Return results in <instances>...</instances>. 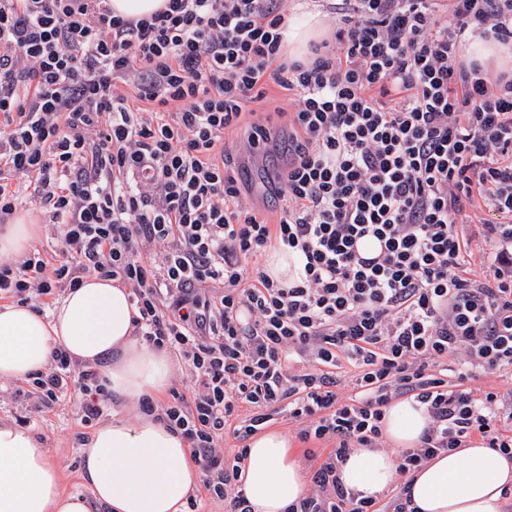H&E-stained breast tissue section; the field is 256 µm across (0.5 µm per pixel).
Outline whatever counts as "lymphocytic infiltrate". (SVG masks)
<instances>
[{
	"label": "lymphocytic infiltrate",
	"instance_id": "lymphocytic-infiltrate-1",
	"mask_svg": "<svg viewBox=\"0 0 512 512\" xmlns=\"http://www.w3.org/2000/svg\"><path fill=\"white\" fill-rule=\"evenodd\" d=\"M327 11L303 62L284 46L291 0H167L137 20L109 0H0V222L32 204L59 228L53 262L0 261V294L129 287L136 335L192 385L138 410L187 440L224 512H251L243 443L282 408L329 446L286 512H415L407 492L383 504L338 478L400 396L429 425L399 476L476 443L512 458V399L469 385L512 368V69L463 58L477 36L512 44V0ZM272 84L289 129L273 218L225 141L244 126L259 151ZM271 246L300 257L298 279L251 266ZM74 390L92 425L103 378L56 349L27 395L49 409Z\"/></svg>",
	"mask_w": 512,
	"mask_h": 512
}]
</instances>
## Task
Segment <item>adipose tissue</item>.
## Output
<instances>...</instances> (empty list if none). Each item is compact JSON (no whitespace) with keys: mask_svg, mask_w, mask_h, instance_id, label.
Returning <instances> with one entry per match:
<instances>
[{"mask_svg":"<svg viewBox=\"0 0 512 512\" xmlns=\"http://www.w3.org/2000/svg\"><path fill=\"white\" fill-rule=\"evenodd\" d=\"M326 34L317 13L288 22L289 54L302 58L311 42ZM129 290L112 280L84 278L79 288L57 300L49 315L26 305L0 306V377L28 379L44 369L53 349L82 364H102L112 398L109 418L90 434L82 449L81 478L91 496L61 489L57 467L32 433L0 420V512H89L95 499L107 512H183L199 471L185 439L156 415L129 421L124 401L160 398L171 381L164 351L136 336ZM428 423L425 408L411 399L386 411L384 435L394 446H418ZM397 462L379 448L351 453L339 471L354 492L377 495L396 478ZM253 512H284L304 497L308 476L286 434L255 435L241 475ZM512 459L491 448L438 453L409 481L417 512H506L512 502Z\"/></svg>","mask_w":512,"mask_h":512,"instance_id":"ef3b65f1","label":"adipose tissue"}]
</instances>
